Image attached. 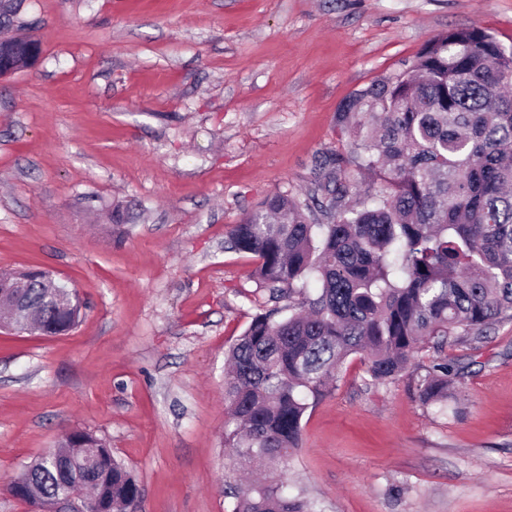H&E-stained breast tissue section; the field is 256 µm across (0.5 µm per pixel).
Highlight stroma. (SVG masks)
Listing matches in <instances>:
<instances>
[{
	"label": "stroma",
	"mask_w": 512,
	"mask_h": 512,
	"mask_svg": "<svg viewBox=\"0 0 512 512\" xmlns=\"http://www.w3.org/2000/svg\"><path fill=\"white\" fill-rule=\"evenodd\" d=\"M37 60L0 76V273L75 288L68 334L0 329V512L62 436L107 442L139 512H234L224 364L274 308L227 232L267 195L304 199L354 147L344 98L406 71L451 28L512 48V0H24ZM120 221H113V211ZM447 411L419 353L369 385L352 357L309 408L283 474L312 512H512V321L450 351Z\"/></svg>",
	"instance_id": "stroma-1"
}]
</instances>
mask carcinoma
I'll return each mask as SVG.
<instances>
[{
    "instance_id": "carcinoma-1",
    "label": "carcinoma",
    "mask_w": 512,
    "mask_h": 512,
    "mask_svg": "<svg viewBox=\"0 0 512 512\" xmlns=\"http://www.w3.org/2000/svg\"><path fill=\"white\" fill-rule=\"evenodd\" d=\"M22 4L0 9V27ZM336 121L367 187L330 171L305 200L270 194L229 231L233 248L258 258V280L288 300L256 316L228 351L224 443L239 469L287 467L308 400L332 393L351 356H365L380 385L433 348L417 397L443 406L459 375L446 350L512 320V49L478 26L451 29L408 70L345 98ZM59 292L61 301L37 280L19 289L45 335L65 324L50 306H80L75 290ZM82 444L69 452L108 458L100 439ZM20 481L44 509L88 488L125 512L139 493L115 459L91 485L43 457ZM235 512L310 510L270 481L238 496Z\"/></svg>"
}]
</instances>
